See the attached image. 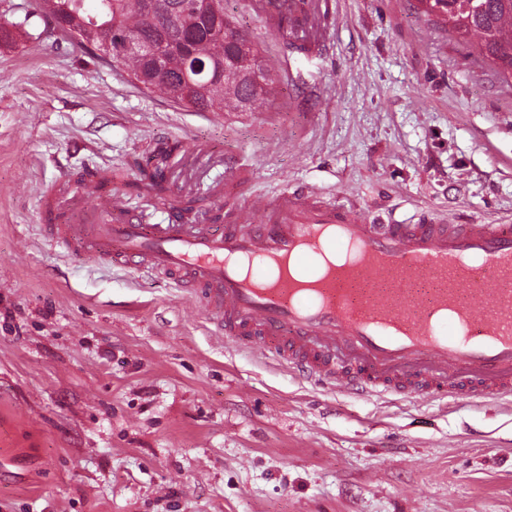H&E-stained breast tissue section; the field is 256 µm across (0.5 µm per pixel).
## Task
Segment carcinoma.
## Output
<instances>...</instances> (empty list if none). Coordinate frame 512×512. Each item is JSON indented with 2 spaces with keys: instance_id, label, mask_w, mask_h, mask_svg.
I'll use <instances>...</instances> for the list:
<instances>
[{
  "instance_id": "cac0c4a2",
  "label": "carcinoma",
  "mask_w": 512,
  "mask_h": 512,
  "mask_svg": "<svg viewBox=\"0 0 512 512\" xmlns=\"http://www.w3.org/2000/svg\"><path fill=\"white\" fill-rule=\"evenodd\" d=\"M49 10L41 11L45 27L69 39L70 43L104 52L107 43H115L123 35L138 33L146 38L154 35L155 23L140 8V0H96L95 10L85 7L86 0H44ZM431 10L420 15L431 18L437 11L444 16L448 32L480 47L483 60L489 61L496 73L512 82V30L505 22L512 21V0H428ZM219 16L202 20L187 13L184 24L196 29L194 57L186 61L178 52H171L159 69L146 55L126 54L119 62L142 87L158 91L180 104L176 91L184 82L193 84L192 95L198 112H252L271 103L277 95V79L268 67L264 51L231 15L224 0H218ZM249 61L245 74H255L261 84L243 79L232 85L211 80L200 70L214 63ZM161 164L141 168L136 186L147 195L166 191Z\"/></svg>"
}]
</instances>
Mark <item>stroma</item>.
Masks as SVG:
<instances>
[{
  "instance_id": "obj_1",
  "label": "stroma",
  "mask_w": 512,
  "mask_h": 512,
  "mask_svg": "<svg viewBox=\"0 0 512 512\" xmlns=\"http://www.w3.org/2000/svg\"><path fill=\"white\" fill-rule=\"evenodd\" d=\"M415 0H327V49L284 50L230 11L280 76L273 105L193 112L0 0V512H512V403L336 395L227 346L173 284L74 260L43 201L87 167L180 140L167 191L299 185L403 219L512 220V86ZM234 160L248 179L225 184Z\"/></svg>"
}]
</instances>
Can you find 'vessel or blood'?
Here are the masks:
<instances>
[{"label": "vessel or blood", "instance_id": "vessel-or-blood-1", "mask_svg": "<svg viewBox=\"0 0 512 512\" xmlns=\"http://www.w3.org/2000/svg\"><path fill=\"white\" fill-rule=\"evenodd\" d=\"M219 224H149L105 175L61 183L43 230L74 259L187 289L217 331L321 387L512 399V224L364 216L295 187Z\"/></svg>", "mask_w": 512, "mask_h": 512}]
</instances>
